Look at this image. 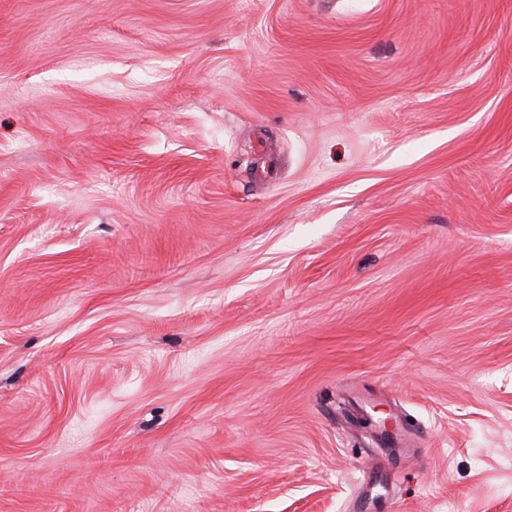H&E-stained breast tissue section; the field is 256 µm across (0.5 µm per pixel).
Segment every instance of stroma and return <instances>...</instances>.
<instances>
[{"mask_svg":"<svg viewBox=\"0 0 512 512\" xmlns=\"http://www.w3.org/2000/svg\"><path fill=\"white\" fill-rule=\"evenodd\" d=\"M0 512H512V0H0Z\"/></svg>","mask_w":512,"mask_h":512,"instance_id":"1","label":"stroma"}]
</instances>
